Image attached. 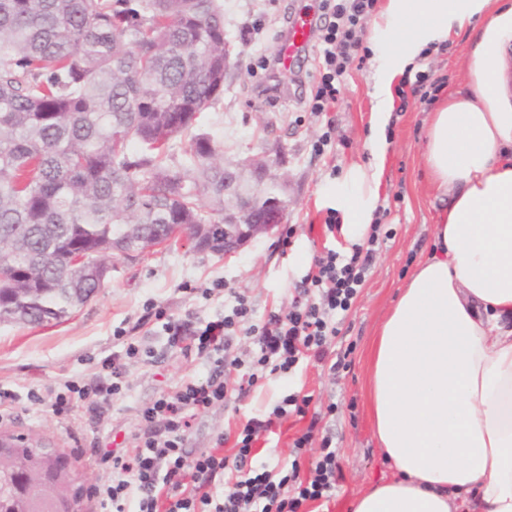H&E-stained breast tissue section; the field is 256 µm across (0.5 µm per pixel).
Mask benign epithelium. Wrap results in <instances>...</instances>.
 Masks as SVG:
<instances>
[{
    "mask_svg": "<svg viewBox=\"0 0 512 512\" xmlns=\"http://www.w3.org/2000/svg\"><path fill=\"white\" fill-rule=\"evenodd\" d=\"M271 179L265 163H246L233 169L224 168V253L235 252L254 237L270 232L282 223L286 201L277 191L257 194V188ZM3 448H33L41 455L57 453L55 444L43 437L10 430H0ZM42 488L58 505V512H71L83 502L89 489L82 475L71 471V477L47 480L38 477Z\"/></svg>",
    "mask_w": 512,
    "mask_h": 512,
    "instance_id": "obj_1",
    "label": "benign epithelium"
}]
</instances>
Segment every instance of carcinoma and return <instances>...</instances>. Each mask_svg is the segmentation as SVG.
I'll return each instance as SVG.
<instances>
[{"label":"carcinoma","instance_id":"1","mask_svg":"<svg viewBox=\"0 0 512 512\" xmlns=\"http://www.w3.org/2000/svg\"><path fill=\"white\" fill-rule=\"evenodd\" d=\"M224 95L219 0H0V323L60 324L124 231L224 222L221 151L175 112ZM140 152H130V145ZM0 512H48L0 487Z\"/></svg>","mask_w":512,"mask_h":512}]
</instances>
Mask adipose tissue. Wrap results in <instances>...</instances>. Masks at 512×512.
Returning <instances> with one entry per match:
<instances>
[{"label": "adipose tissue", "instance_id": "1", "mask_svg": "<svg viewBox=\"0 0 512 512\" xmlns=\"http://www.w3.org/2000/svg\"><path fill=\"white\" fill-rule=\"evenodd\" d=\"M382 23L373 161L340 194L348 236L374 219L395 79L457 30L471 50L466 89L427 128L426 169L447 198L434 251L368 366L371 425L396 473L353 512H512V0H387Z\"/></svg>", "mask_w": 512, "mask_h": 512}]
</instances>
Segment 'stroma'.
Masks as SVG:
<instances>
[{
  "label": "stroma",
  "mask_w": 512,
  "mask_h": 512,
  "mask_svg": "<svg viewBox=\"0 0 512 512\" xmlns=\"http://www.w3.org/2000/svg\"><path fill=\"white\" fill-rule=\"evenodd\" d=\"M224 33L231 46L224 74V96L199 114L194 127L207 132L224 152L228 165L247 160L269 165L272 182L288 199L283 224L272 233L249 241L236 253L201 252L187 240L147 249L138 260H112L103 288L75 307L58 325L0 324V429L26 432L53 440L72 467L88 484H96L103 470L93 463L97 448L124 441L140 427L138 411L163 389L188 377L204 378L209 366L184 358L171 348L162 323L146 315L147 306L167 315L193 311L202 320L224 312V297H202V289L222 279L248 289L258 313L287 301L306 274L314 254L326 248L351 251L355 238L342 229L326 227L327 217H342L336 193L347 184L350 169L368 164L370 117L376 80V58L381 50L377 12L365 23L362 69H350L341 79V95L332 111L336 128L324 154L313 145L325 131L324 117L302 103L319 74L314 58L304 61L308 77L295 84L283 76L277 99L261 92L268 72L264 57L273 55L297 7V0H222ZM468 40L452 36L446 46L432 51L423 72L443 81L434 101L408 98L396 101L385 129V170L379 190L374 226L380 242L375 263L336 338V351L347 368L336 373L308 367L293 378L262 381L237 406L218 407L199 415L188 435L187 447L198 451L213 444L221 432L237 430L248 418L292 391L312 395L310 411L321 416L320 436L336 445L343 480L328 507L315 512H348L356 496L392 470L382 457L368 412V351L375 335L406 287L417 264L432 253L434 229L441 201L430 183L423 150L429 117L438 103L464 88ZM293 227L289 247H282L285 227ZM133 330L141 356L128 363V388L116 397L104 417L82 407L71 415H55L35 396L68 380L89 379L101 358L121 350L116 329ZM304 427L291 418L256 444L269 464L288 460L292 442Z\"/></svg>",
  "instance_id": "stroma-1"
}]
</instances>
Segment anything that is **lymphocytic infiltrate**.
<instances>
[{
    "label": "lymphocytic infiltrate",
    "instance_id": "1",
    "mask_svg": "<svg viewBox=\"0 0 512 512\" xmlns=\"http://www.w3.org/2000/svg\"><path fill=\"white\" fill-rule=\"evenodd\" d=\"M376 0H319L315 39L320 79L309 102L314 114L330 111L339 89L336 81L361 47L363 23ZM348 256L330 250L314 257L308 273L292 294L287 309L257 315L247 289L214 281L203 296H224V314L206 322L193 314L164 325L172 346L184 355L206 359V378H188L162 391L139 411L141 427L124 448H99L95 462L110 475L93 492L95 512H307L311 502L330 500L342 477L338 452L323 439L317 456L303 459L319 423L308 414L311 396L284 395L271 410L250 417L236 438L218 435L214 448L195 453L186 447V432L197 415L248 397L259 381L286 378L301 366L330 361L339 326L363 287L375 258L376 237ZM247 345L231 352V337ZM135 342L123 354L103 358V374L92 385L76 381L64 391L49 390L45 401L58 415L75 403L106 414L126 386L125 360L137 358ZM308 418L306 430L293 443L291 462L269 466L254 449L262 434L289 416ZM234 454H225V443Z\"/></svg>",
    "mask_w": 512,
    "mask_h": 512
}]
</instances>
